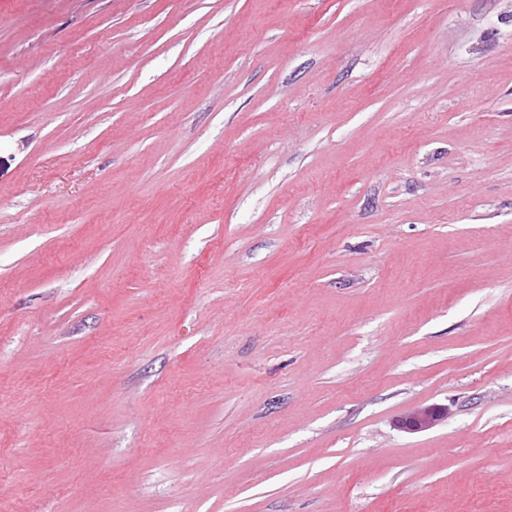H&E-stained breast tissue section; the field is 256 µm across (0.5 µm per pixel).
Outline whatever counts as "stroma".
Masks as SVG:
<instances>
[{"mask_svg":"<svg viewBox=\"0 0 512 512\" xmlns=\"http://www.w3.org/2000/svg\"><path fill=\"white\" fill-rule=\"evenodd\" d=\"M0 512H512V0H0ZM445 416V408L431 405L418 409L411 415L402 419L401 425L408 431H421L438 424Z\"/></svg>","mask_w":512,"mask_h":512,"instance_id":"35a3bbf8","label":"stroma"}]
</instances>
